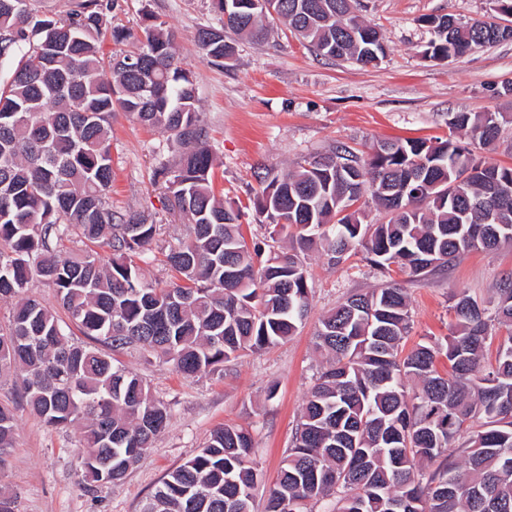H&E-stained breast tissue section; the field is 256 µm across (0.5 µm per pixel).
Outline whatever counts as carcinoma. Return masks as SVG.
Instances as JSON below:
<instances>
[{
    "label": "carcinoma",
    "instance_id": "cac0c4a2",
    "mask_svg": "<svg viewBox=\"0 0 512 512\" xmlns=\"http://www.w3.org/2000/svg\"><path fill=\"white\" fill-rule=\"evenodd\" d=\"M228 13L221 34L194 41L213 63L231 58L222 33L267 37L253 0H212ZM358 0H276L289 29L318 56L378 65V29ZM99 0L39 17L34 0H0V300L14 301L0 332V376L21 377L20 398L45 424L82 423L90 483L124 477L154 447L170 412L140 376L113 364L136 348L188 376L224 370L245 351L288 339L305 319L312 250L338 264L352 256L389 278L351 294L319 319L322 365L265 512H512V275L501 280L494 315L466 292L453 296L455 331L403 352L410 331L404 289L479 249L512 246V165L476 159L512 118L450 112L449 137L383 141L366 157L346 147L297 170L259 177L249 206L225 205L213 187L214 156L189 71L174 36L150 22L133 54L106 59ZM425 53L445 60L504 39L487 18L424 16ZM162 130L183 148L158 168L170 210L191 224L165 254L175 280H144L136 259L161 235L150 215L112 213V115ZM420 179L416 192L407 182ZM385 213L374 224L355 208L364 194ZM265 228L245 238L243 221ZM83 248L68 250L64 242ZM106 248L100 253L97 248ZM46 283L67 319L29 294ZM507 330L498 337L490 322ZM76 328L89 342L71 338ZM495 348L494 363L484 360ZM446 359L448 370L437 369ZM15 418L0 403V464ZM465 445L453 447L462 435ZM253 433L216 428L199 452L168 472L142 512H253L264 474Z\"/></svg>",
    "mask_w": 512,
    "mask_h": 512
}]
</instances>
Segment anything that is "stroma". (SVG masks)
Returning <instances> with one entry per match:
<instances>
[{"label":"stroma","mask_w":512,"mask_h":512,"mask_svg":"<svg viewBox=\"0 0 512 512\" xmlns=\"http://www.w3.org/2000/svg\"><path fill=\"white\" fill-rule=\"evenodd\" d=\"M488 8V0H360L359 15L380 30L386 49L375 67L316 57L283 22L271 18L268 40L236 41L233 59L216 65L201 58L194 41L199 27L221 24L211 0H114L108 22L125 25L133 37L121 44L101 38L99 50L106 57L135 51L146 14L175 34L213 149L214 188L225 201L245 206L266 169L290 170L341 145L362 155L386 138H444L452 112L512 113V95L502 92L512 83V38L451 61L424 54L431 34L420 17L450 15L471 22L483 19ZM179 151L165 133L122 113L114 116L112 209L149 215L163 226L158 245L141 264L150 283L170 279L164 254L190 228L185 218L169 214L164 186L155 176ZM307 264L311 309L284 343L194 377L180 375L154 355L133 349L116 353L119 366L146 379L171 411L155 447L119 482L88 489L78 428L46 426L19 402V378L0 377V402L16 418L14 446L0 468V490L14 500L15 512H140L163 477L197 454L211 431L224 424L255 434L254 462L267 484L255 494L254 512H264L266 487L277 478L321 364L313 350L319 317L349 294L385 282L357 256L332 265L313 252ZM510 272L512 246L469 254L424 282L396 275L409 297L407 347L452 333L453 292L489 301Z\"/></svg>","instance_id":"1"}]
</instances>
